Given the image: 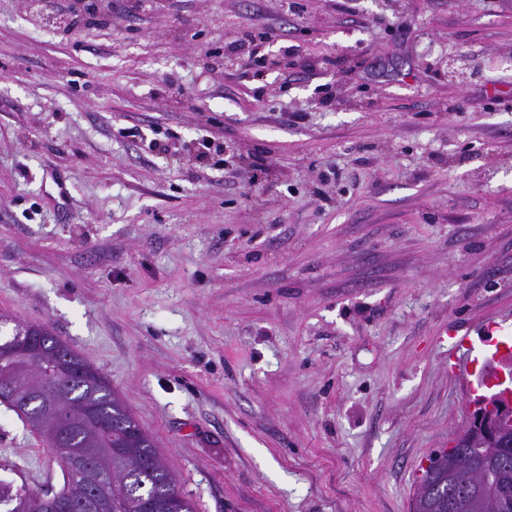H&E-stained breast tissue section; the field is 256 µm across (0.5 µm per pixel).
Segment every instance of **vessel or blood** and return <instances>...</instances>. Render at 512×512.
I'll return each instance as SVG.
<instances>
[{
	"mask_svg": "<svg viewBox=\"0 0 512 512\" xmlns=\"http://www.w3.org/2000/svg\"><path fill=\"white\" fill-rule=\"evenodd\" d=\"M496 330V323L488 322L449 336L448 369L466 387L498 384L500 373L493 363L512 364V341L497 336Z\"/></svg>",
	"mask_w": 512,
	"mask_h": 512,
	"instance_id": "1",
	"label": "vessel or blood"
}]
</instances>
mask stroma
<instances>
[{
  "mask_svg": "<svg viewBox=\"0 0 512 512\" xmlns=\"http://www.w3.org/2000/svg\"><path fill=\"white\" fill-rule=\"evenodd\" d=\"M126 3L0 0V314L108 376L196 512H411L475 408L449 331L512 337V0ZM0 479L63 484L2 405Z\"/></svg>",
  "mask_w": 512,
  "mask_h": 512,
  "instance_id": "stroma-1",
  "label": "stroma"
}]
</instances>
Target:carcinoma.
Returning a JSON list of instances; mask_svg holds the SVG:
<instances>
[{"label": "carcinoma", "mask_w": 512, "mask_h": 512, "mask_svg": "<svg viewBox=\"0 0 512 512\" xmlns=\"http://www.w3.org/2000/svg\"><path fill=\"white\" fill-rule=\"evenodd\" d=\"M33 331L42 339L37 358L0 350V404L54 449L63 440L95 457L91 468L62 464L63 498L88 493L86 512H194V504L175 484L153 438L114 394L106 377L61 337L41 325L18 322L0 346L14 345ZM477 427L437 452L435 464L422 471L412 512H444L440 489L448 493L452 512H478L475 497L458 489L469 483L470 459ZM490 486L512 489V462L491 470ZM4 512H47L40 494L0 481Z\"/></svg>", "instance_id": "1"}]
</instances>
